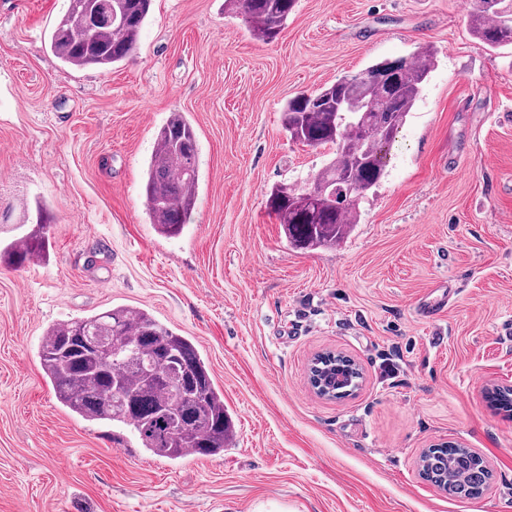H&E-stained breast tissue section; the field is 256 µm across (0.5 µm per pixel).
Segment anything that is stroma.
<instances>
[{
    "label": "stroma",
    "mask_w": 512,
    "mask_h": 512,
    "mask_svg": "<svg viewBox=\"0 0 512 512\" xmlns=\"http://www.w3.org/2000/svg\"><path fill=\"white\" fill-rule=\"evenodd\" d=\"M68 0H0V241L45 201L47 258L0 262V512H512V46L466 21L474 0H298L252 38L224 0H153L135 54L74 68L49 34ZM436 51L384 177L336 247H289L266 208L330 147L293 142L286 101L375 62ZM196 130L193 220L159 234L142 182L170 113ZM449 296L435 320L425 299ZM127 305L189 337L236 433L173 461L61 406L39 345L55 322ZM362 372L318 397L312 357ZM480 455L483 493L420 473L433 445Z\"/></svg>",
    "instance_id": "1"
}]
</instances>
